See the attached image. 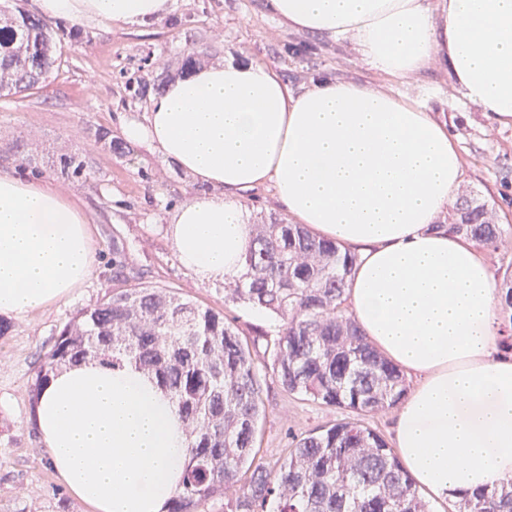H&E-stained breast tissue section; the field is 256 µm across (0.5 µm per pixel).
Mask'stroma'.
I'll return each mask as SVG.
<instances>
[{"label":"stroma","instance_id":"obj_1","mask_svg":"<svg viewBox=\"0 0 512 512\" xmlns=\"http://www.w3.org/2000/svg\"><path fill=\"white\" fill-rule=\"evenodd\" d=\"M60 59L34 89L0 97V173L51 181L91 217L96 245L90 279L70 300L25 318H10L0 338V512H89L52 469L32 421L29 384L40 359L75 313L114 286L112 254L120 252L131 277L224 311L246 337L275 335L269 313L225 302L224 285L203 283L178 261L169 237L174 210L205 186L135 145L115 153L128 118L149 103L143 87L158 73L182 74L188 48L204 49L202 66L229 57L269 65L289 87L317 77L351 80L409 97L445 123L460 153L462 187L485 201L500 224L512 226V124L497 122L464 97L447 65L435 64L401 79L363 64L350 42L291 30L271 16L265 0H174L150 24L54 23ZM76 157L93 170L91 179L66 174ZM266 416L258 425V456L272 461L293 438L345 418L327 407L283 390L270 375L261 379Z\"/></svg>","mask_w":512,"mask_h":512}]
</instances>
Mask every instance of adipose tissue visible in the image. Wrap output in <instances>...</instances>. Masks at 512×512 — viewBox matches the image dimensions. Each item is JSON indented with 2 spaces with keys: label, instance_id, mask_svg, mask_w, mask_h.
<instances>
[{
  "label": "adipose tissue",
  "instance_id": "adipose-tissue-1",
  "mask_svg": "<svg viewBox=\"0 0 512 512\" xmlns=\"http://www.w3.org/2000/svg\"><path fill=\"white\" fill-rule=\"evenodd\" d=\"M171 0H32L72 24H147ZM292 30L355 44L375 70L412 78L446 63L468 100L512 122V0H266ZM140 142L225 196L181 205L170 237L202 282L238 276L251 238L240 192L271 185L297 223L355 248L352 315L416 383L395 442L440 500L512 479V358L499 352L497 288L484 251L435 228L461 182L446 125L412 100L320 78L288 87L268 65L229 59L176 79L142 117ZM95 262L90 221L48 182L0 174V315L67 300ZM37 423L52 468L91 512H167L188 435L157 381L94 360L41 392Z\"/></svg>",
  "mask_w": 512,
  "mask_h": 512
}]
</instances>
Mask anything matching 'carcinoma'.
Instances as JSON below:
<instances>
[{"instance_id":"1","label":"carcinoma","mask_w":512,"mask_h":512,"mask_svg":"<svg viewBox=\"0 0 512 512\" xmlns=\"http://www.w3.org/2000/svg\"><path fill=\"white\" fill-rule=\"evenodd\" d=\"M58 56L47 24L0 5V97L34 88ZM495 252L505 234L487 205L462 197L436 224ZM357 254L303 224L271 215L251 225L245 272L224 286L226 299L279 320L271 361L259 339L248 342L224 312L177 292L123 284L78 312L40 361L32 399L50 377L86 359L126 360L154 376L187 424L189 453L181 492L169 512H204L212 498L238 495L225 512H431L394 450L364 416L395 406L407 392L404 373L367 340L352 317L347 281ZM501 349L512 352V263L502 288ZM320 405L353 413L293 440L271 462L257 459L265 413L261 372ZM456 512H512V480L464 495Z\"/></svg>"}]
</instances>
